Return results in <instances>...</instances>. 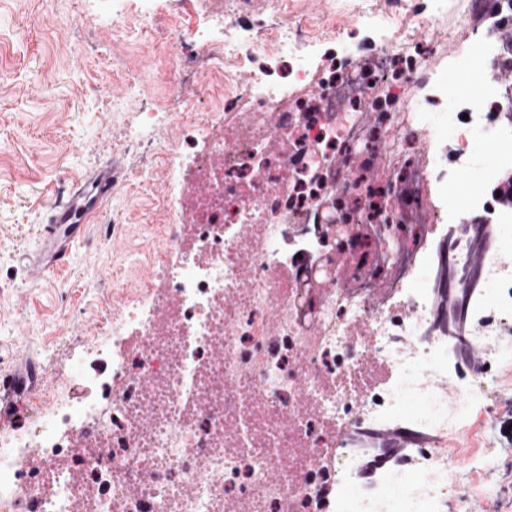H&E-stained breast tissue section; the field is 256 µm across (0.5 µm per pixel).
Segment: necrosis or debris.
Wrapping results in <instances>:
<instances>
[{"label": "necrosis or debris", "instance_id": "4bbe7bcc", "mask_svg": "<svg viewBox=\"0 0 512 512\" xmlns=\"http://www.w3.org/2000/svg\"><path fill=\"white\" fill-rule=\"evenodd\" d=\"M445 2L432 0L417 38L402 35L406 0H348L317 20L300 0H269L273 25L193 35L190 56L214 61L194 84L214 106L164 160L179 199L160 206L154 276L79 351L107 358L99 388L40 394L22 424L0 427V512H224L230 498L254 512H444L448 438L489 388L477 378L450 396L429 382L452 368L424 257L463 209L512 230L485 193L512 167V128L478 75L495 47L466 39L459 82L478 94L451 90L426 35ZM361 22L382 38L357 62L344 44ZM447 102L445 141L433 109ZM483 271L475 333L492 353L487 321L512 316V268L490 253ZM368 356L392 378L361 401ZM301 392L313 411L298 409ZM413 396L422 411L405 410ZM352 420L432 439L401 508L379 488L347 498L366 468L356 448L320 466L335 422ZM282 464L286 480L271 482Z\"/></svg>", "mask_w": 512, "mask_h": 512}]
</instances>
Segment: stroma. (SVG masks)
<instances>
[{
	"mask_svg": "<svg viewBox=\"0 0 512 512\" xmlns=\"http://www.w3.org/2000/svg\"><path fill=\"white\" fill-rule=\"evenodd\" d=\"M429 35L448 73L471 24L470 0H447ZM193 13L167 0H0V374L36 365L38 391L68 388L74 343L92 344L113 291L149 279L144 246L168 190L159 157L177 134L169 113L192 70ZM155 114L140 121L143 110ZM122 170L111 200L71 248L62 273L36 282L44 217L99 167ZM452 454L469 512H512V390L473 412Z\"/></svg>",
	"mask_w": 512,
	"mask_h": 512,
	"instance_id": "obj_1",
	"label": "stroma"
}]
</instances>
